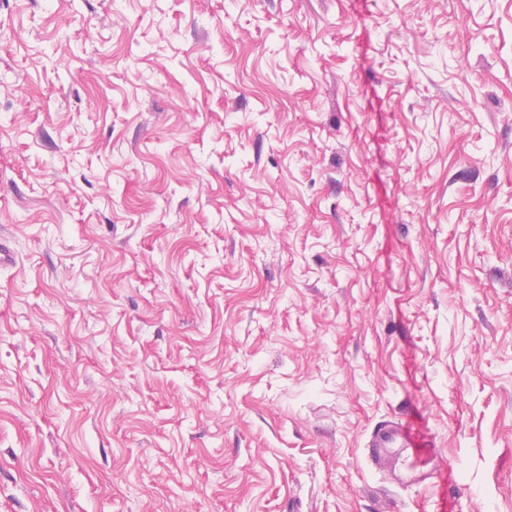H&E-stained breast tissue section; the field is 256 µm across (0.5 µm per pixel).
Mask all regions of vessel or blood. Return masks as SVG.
Listing matches in <instances>:
<instances>
[{
	"instance_id": "b4317fda",
	"label": "vessel or blood",
	"mask_w": 512,
	"mask_h": 512,
	"mask_svg": "<svg viewBox=\"0 0 512 512\" xmlns=\"http://www.w3.org/2000/svg\"><path fill=\"white\" fill-rule=\"evenodd\" d=\"M369 448L376 461L391 462L392 451L405 454L404 469L395 471L394 479L403 485L415 486L424 483L432 472H445L447 460L435 446L433 435L421 434L406 425L394 422L374 432Z\"/></svg>"
}]
</instances>
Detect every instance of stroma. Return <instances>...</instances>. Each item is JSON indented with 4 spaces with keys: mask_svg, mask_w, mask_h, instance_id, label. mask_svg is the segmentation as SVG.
Returning <instances> with one entry per match:
<instances>
[{
    "mask_svg": "<svg viewBox=\"0 0 512 512\" xmlns=\"http://www.w3.org/2000/svg\"><path fill=\"white\" fill-rule=\"evenodd\" d=\"M0 235V512H512V0H0ZM435 440L432 434H421L413 431L406 425L394 422L385 425L374 432L369 441L370 453L376 461L387 464L400 457L393 458L391 449L397 448L399 456L405 454V470L393 469V478L402 485L415 486L424 483L432 471L440 474L447 469H452L450 463L435 448ZM412 459L406 463L408 459ZM428 465H431L428 467ZM428 467V468H427Z\"/></svg>",
    "mask_w": 512,
    "mask_h": 512,
    "instance_id": "obj_1",
    "label": "stroma"
}]
</instances>
